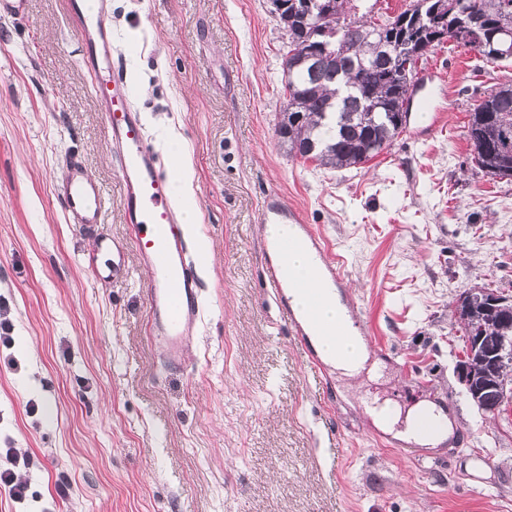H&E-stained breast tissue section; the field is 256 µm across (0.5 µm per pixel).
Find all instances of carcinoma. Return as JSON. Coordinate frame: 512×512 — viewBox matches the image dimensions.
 Returning a JSON list of instances; mask_svg holds the SVG:
<instances>
[{"label": "carcinoma", "mask_w": 512, "mask_h": 512, "mask_svg": "<svg viewBox=\"0 0 512 512\" xmlns=\"http://www.w3.org/2000/svg\"><path fill=\"white\" fill-rule=\"evenodd\" d=\"M315 21L288 23L293 7L275 8L279 23L290 28L282 63L286 103L275 133L292 158L313 160L326 169L365 164L389 148L406 128L409 89L420 59L443 41L455 40L471 25V44L490 61L512 58V0H410L408 7L384 24L372 10L359 11L370 0H311ZM468 138L473 161L490 175L512 168V85L487 94L470 112ZM508 318L485 321V334L505 338L512 355V310Z\"/></svg>", "instance_id": "cac0c4a2"}]
</instances>
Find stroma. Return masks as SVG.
<instances>
[{
	"instance_id": "stroma-1",
	"label": "stroma",
	"mask_w": 512,
	"mask_h": 512,
	"mask_svg": "<svg viewBox=\"0 0 512 512\" xmlns=\"http://www.w3.org/2000/svg\"><path fill=\"white\" fill-rule=\"evenodd\" d=\"M115 63L203 255L202 315L183 369L149 338V274L122 222L119 158L83 69L67 0L0 20V468L27 457L24 500L0 512H512V410L488 414L458 378L461 294L512 296V179L470 155L469 114L512 85V60L451 43L460 96L432 138L412 115L360 168L291 159L274 133L286 37L271 0H111ZM182 152L173 155V143ZM79 156L103 187V224L69 223L54 191ZM276 190L346 261L375 371L334 379L335 403L264 282L259 208ZM104 235L127 243L111 264ZM426 399L455 438L409 456L378 446L363 398Z\"/></svg>"
}]
</instances>
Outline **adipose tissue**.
I'll list each match as a JSON object with an SVG mask.
<instances>
[{
	"mask_svg": "<svg viewBox=\"0 0 512 512\" xmlns=\"http://www.w3.org/2000/svg\"><path fill=\"white\" fill-rule=\"evenodd\" d=\"M320 344L322 353L336 370L348 376L358 374L368 358V351L357 336L341 339L325 336ZM375 423L384 430L396 431L398 437L405 441L427 447L437 446L452 433L451 421L425 401L418 403L402 418L392 411H381Z\"/></svg>",
	"mask_w": 512,
	"mask_h": 512,
	"instance_id": "obj_1",
	"label": "adipose tissue"
}]
</instances>
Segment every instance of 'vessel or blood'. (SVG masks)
<instances>
[{"mask_svg": "<svg viewBox=\"0 0 512 512\" xmlns=\"http://www.w3.org/2000/svg\"><path fill=\"white\" fill-rule=\"evenodd\" d=\"M67 5L81 26L83 66L94 78L95 98L111 141L121 151L124 220L132 226L140 262L150 274L149 333L160 345L168 366L180 369L185 364V345L196 333L201 316L198 262L190 253L180 212L171 202L170 178L161 171L157 153L144 141L140 115L130 104L131 88L113 68L112 21L106 0H100L97 10L92 12L86 9L84 0H67ZM428 81V76L419 77L410 107L431 113L432 121L424 130L429 136L438 129L442 115L436 110ZM55 192L69 223H104L107 207L102 187L90 177L77 156L63 158ZM260 221L296 225L294 246L308 250L315 259L316 287L311 291V306L296 311L281 268L286 248L267 240L262 243L266 283L279 303L290 335L313 372L321 381H328L329 363L316 347L317 336L369 333L362 310L352 301L348 302V313L342 321L321 325L316 320L315 305L322 302L325 294L342 292L346 284L345 261L331 254L326 239L307 224L303 212L280 192L264 195Z\"/></svg>", "mask_w": 512, "mask_h": 512, "instance_id": "obj_1", "label": "vessel or blood"}]
</instances>
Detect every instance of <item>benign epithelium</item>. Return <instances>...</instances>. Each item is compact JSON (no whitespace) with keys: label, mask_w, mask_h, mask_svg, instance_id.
Returning a JSON list of instances; mask_svg holds the SVG:
<instances>
[{"label":"benign epithelium","mask_w":512,"mask_h":512,"mask_svg":"<svg viewBox=\"0 0 512 512\" xmlns=\"http://www.w3.org/2000/svg\"><path fill=\"white\" fill-rule=\"evenodd\" d=\"M506 302L502 294L477 288L463 294L457 307L466 312L480 309L494 314ZM470 331L471 342L457 364V374L467 393L482 408L496 413L512 407V382L498 374V367L505 362L502 349L484 336L481 321L473 320Z\"/></svg>","instance_id":"7a95c632"}]
</instances>
